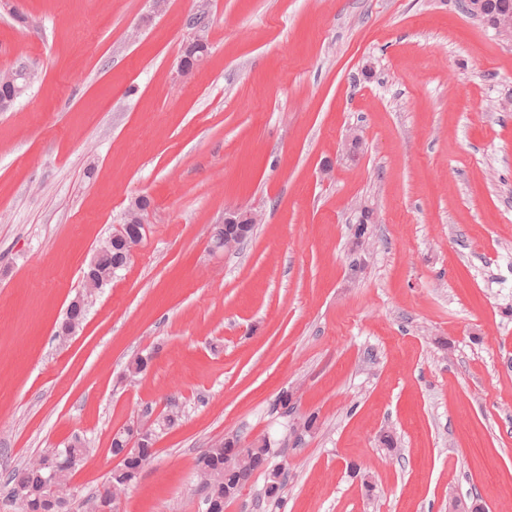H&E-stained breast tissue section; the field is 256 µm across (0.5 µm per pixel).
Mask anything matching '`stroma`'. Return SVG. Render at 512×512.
Masks as SVG:
<instances>
[{
	"mask_svg": "<svg viewBox=\"0 0 512 512\" xmlns=\"http://www.w3.org/2000/svg\"><path fill=\"white\" fill-rule=\"evenodd\" d=\"M22 64L37 78L0 112V475L78 436L74 494L103 490L113 429L174 405L118 512H205L196 461L231 435L269 439L286 481L274 503L254 473L224 512H512V42L459 0H0V71ZM138 197L146 238L60 344ZM234 208L263 219L211 252Z\"/></svg>",
	"mask_w": 512,
	"mask_h": 512,
	"instance_id": "35a3bbf8",
	"label": "stroma"
}]
</instances>
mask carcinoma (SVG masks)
Instances as JSON below:
<instances>
[{
    "instance_id": "carcinoma-1",
    "label": "carcinoma",
    "mask_w": 512,
    "mask_h": 512,
    "mask_svg": "<svg viewBox=\"0 0 512 512\" xmlns=\"http://www.w3.org/2000/svg\"><path fill=\"white\" fill-rule=\"evenodd\" d=\"M462 8L469 16L489 25L492 17L512 14V0H485L480 13L472 12L468 0H462ZM100 270L107 272L121 260L122 249L116 244L103 241L100 245ZM182 419L180 412L171 408L159 413L153 424L156 434L174 428ZM125 437L112 439L111 453L114 456L124 455L123 461L112 470L110 480L103 492L86 496L81 502L82 512H98L100 503H110L112 497L131 487L138 479L143 466L155 455L153 443L147 442L137 452L124 454ZM96 449L77 438L62 448L30 458L23 466L10 471L0 479V485L8 489L10 497L19 501L22 512H70L73 500L72 489L66 474L59 476L56 483L57 493L48 494L47 469L44 463L50 457L62 462L67 457H75L84 462L93 457ZM240 458L233 460L230 469H224V443H213L198 458L197 477L200 487L205 492V501L224 512V505L235 500L243 487L254 473L260 471L265 475L264 496L270 501H277L284 489L283 473L270 466L272 455L271 443L265 439L257 442L254 447L239 451Z\"/></svg>"
}]
</instances>
